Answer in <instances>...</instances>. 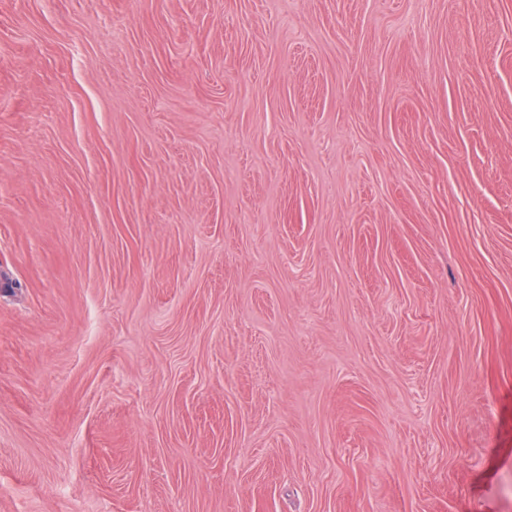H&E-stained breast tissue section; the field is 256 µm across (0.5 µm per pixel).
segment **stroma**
Returning a JSON list of instances; mask_svg holds the SVG:
<instances>
[{
	"mask_svg": "<svg viewBox=\"0 0 512 512\" xmlns=\"http://www.w3.org/2000/svg\"><path fill=\"white\" fill-rule=\"evenodd\" d=\"M0 512H512V0H0Z\"/></svg>",
	"mask_w": 512,
	"mask_h": 512,
	"instance_id": "1",
	"label": "stroma"
}]
</instances>
